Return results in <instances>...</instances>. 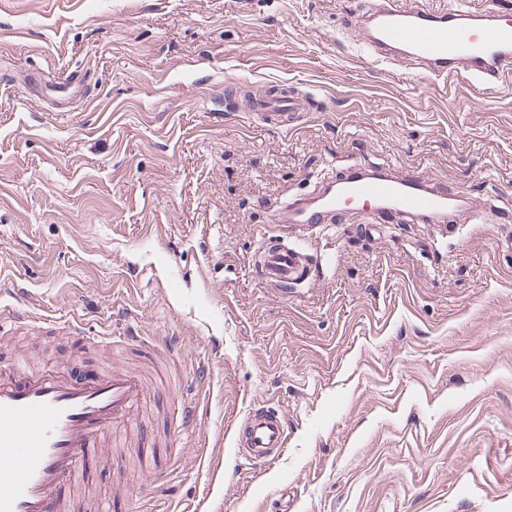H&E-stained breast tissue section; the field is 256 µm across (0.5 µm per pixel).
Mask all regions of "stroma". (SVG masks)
<instances>
[{"label":"stroma","instance_id":"stroma-1","mask_svg":"<svg viewBox=\"0 0 512 512\" xmlns=\"http://www.w3.org/2000/svg\"><path fill=\"white\" fill-rule=\"evenodd\" d=\"M357 3L0 0V306L33 316L0 366L154 377L148 449L96 464L86 512H512V84L375 62ZM236 82L319 109L266 126ZM364 163L446 177L472 222L317 228L314 280L262 283L273 208ZM265 410L262 464L234 428ZM62 321H64L70 331L78 335L75 337H77L79 340L93 341L95 344H97V346L108 348L113 347L115 344L116 336H111L110 334L101 333L96 336H88L85 329V323L78 317L73 316L71 318L63 319ZM244 449L250 454L256 451L260 455L273 453L276 457L285 443V424L278 413L267 411L248 415L242 422Z\"/></svg>","mask_w":512,"mask_h":512}]
</instances>
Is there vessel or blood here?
Returning a JSON list of instances; mask_svg holds the SVG:
<instances>
[{
  "instance_id": "1",
  "label": "vessel or blood",
  "mask_w": 512,
  "mask_h": 512,
  "mask_svg": "<svg viewBox=\"0 0 512 512\" xmlns=\"http://www.w3.org/2000/svg\"><path fill=\"white\" fill-rule=\"evenodd\" d=\"M375 59H413L428 76L460 78L474 89L496 88L512 77V11L439 4L423 8L407 0H380L347 17ZM257 117L287 126L312 111L310 98L287 84L255 104ZM467 213L447 179L427 173L395 177L371 166H354L320 188L280 204L270 216L281 235L264 239L259 277L280 293L308 283L313 264L305 251L289 246L288 229L327 224H437ZM140 373L119 367L75 376L45 369L28 373L0 367V512H76L74 487L88 480L105 448L129 435L134 411L147 398ZM244 447L261 455L278 453L285 424L274 412L247 416Z\"/></svg>"
}]
</instances>
